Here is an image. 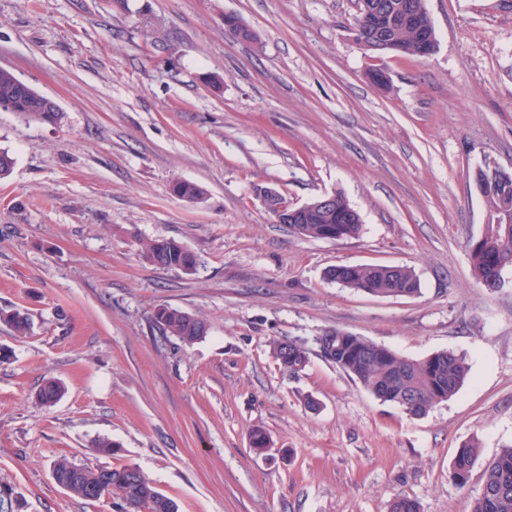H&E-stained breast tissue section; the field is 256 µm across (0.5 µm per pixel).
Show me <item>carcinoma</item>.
<instances>
[{"mask_svg": "<svg viewBox=\"0 0 512 512\" xmlns=\"http://www.w3.org/2000/svg\"><path fill=\"white\" fill-rule=\"evenodd\" d=\"M225 30L238 41L255 42L256 33L238 17L224 22ZM382 30L386 39L370 42L367 52L372 54L395 53L407 57L417 56L416 46L421 37H436L435 27L429 16L425 0H358L353 30L371 33ZM22 81L11 71L0 69V110L14 112L27 122L58 123L63 118L60 110L44 112L39 109L40 96L30 90L28 99L18 95ZM174 193L188 200H199L205 194L196 183L178 181ZM482 198L490 208L506 204L512 211V183L494 182L484 190ZM350 207L345 196L336 193V205L329 210L312 213L305 224L296 225L295 234L303 239L323 240L326 235L339 241L354 238L362 231L360 221L344 222L340 212ZM469 251L474 277L481 286L490 290V269L501 264L512 266V230L490 224L481 237L469 241ZM143 256L151 264L185 273L195 271L196 255L184 244L169 238L155 239L143 246ZM326 279L342 282V287L377 297H415L421 293L420 281L414 271L398 265H340L326 271ZM0 322L7 324L16 336L29 334L32 322L28 313L19 309L0 312ZM155 325L163 336L177 339L191 346L204 338L207 321L178 308L161 306L155 313ZM322 356L336 365L361 387L383 403L406 400L407 413L424 416L436 405L453 397L468 375L465 358L453 351H440L422 359H409L395 351L362 336L330 329L316 338ZM273 357L291 374L303 371L309 363L305 343L291 338L271 342ZM64 391L57 379L46 380L36 393L42 406H51ZM270 439L262 429L250 432V448L264 453ZM481 454L476 440L463 443L452 463L451 477L460 487L467 485L471 471ZM57 484L69 485V493L86 501L83 484L96 483L106 494L118 499V512H178L177 503L161 493L155 484L133 464L113 468L91 469L80 466L67 458L58 459L53 465ZM470 512H512V445L501 449L484 470L481 492L471 504Z\"/></svg>", "mask_w": 512, "mask_h": 512, "instance_id": "cac0c4a2", "label": "carcinoma"}]
</instances>
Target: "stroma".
Wrapping results in <instances>:
<instances>
[{"instance_id": "35a3bbf8", "label": "stroma", "mask_w": 512, "mask_h": 512, "mask_svg": "<svg viewBox=\"0 0 512 512\" xmlns=\"http://www.w3.org/2000/svg\"><path fill=\"white\" fill-rule=\"evenodd\" d=\"M426 58L354 41L355 0H0V68L63 112L0 111V489L12 512H116L59 487L60 456L137 465L179 512H467L512 445V267L481 288L468 243L489 219L479 169L512 172V0H426ZM252 28L232 39L224 17ZM386 72L381 90L368 76ZM190 181L202 200L177 196ZM291 204L341 192L359 237L310 240L276 223L257 190ZM173 238L192 273L149 263ZM342 264L413 269L421 292L375 297L327 282ZM168 305L205 319L186 347L153 323ZM329 328L419 359L451 350L468 378L416 417L363 390L313 341ZM282 337L309 342L291 374ZM65 387L50 407L35 394ZM318 410H309L305 397ZM263 429L272 452L251 451ZM111 440L112 455L96 439ZM481 457L450 476L463 443ZM0 322L7 324L12 329L14 336H26L32 327L29 314L19 309L1 310ZM273 357L284 370L291 374L303 371L309 363V351L305 343L291 338L276 339L271 342ZM480 454L481 446L477 440L465 442L458 448L451 463V477L456 485L459 487L467 485Z\"/></svg>"}]
</instances>
